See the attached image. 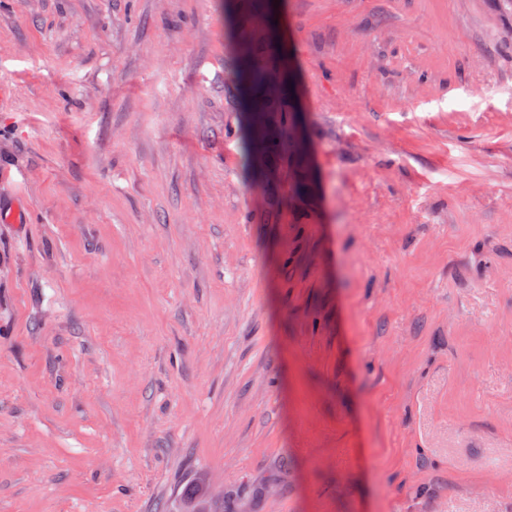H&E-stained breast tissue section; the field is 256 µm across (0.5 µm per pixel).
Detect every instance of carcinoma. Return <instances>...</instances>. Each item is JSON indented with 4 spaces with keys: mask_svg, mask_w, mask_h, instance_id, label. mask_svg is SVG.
I'll return each mask as SVG.
<instances>
[{
    "mask_svg": "<svg viewBox=\"0 0 512 512\" xmlns=\"http://www.w3.org/2000/svg\"><path fill=\"white\" fill-rule=\"evenodd\" d=\"M256 0H229L231 30L243 48L235 89L242 98L241 139L252 186L275 195L279 181L271 171L288 176V197L305 205L316 195L303 154L296 148L292 128L300 119L295 81L287 79L288 54L283 47L259 37L254 14Z\"/></svg>",
    "mask_w": 512,
    "mask_h": 512,
    "instance_id": "1",
    "label": "carcinoma"
}]
</instances>
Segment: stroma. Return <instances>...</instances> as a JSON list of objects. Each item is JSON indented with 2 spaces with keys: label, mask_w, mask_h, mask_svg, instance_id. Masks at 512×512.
<instances>
[{
  "label": "stroma",
  "mask_w": 512,
  "mask_h": 512,
  "mask_svg": "<svg viewBox=\"0 0 512 512\" xmlns=\"http://www.w3.org/2000/svg\"><path fill=\"white\" fill-rule=\"evenodd\" d=\"M279 6L267 224L225 0H0V512H512V12Z\"/></svg>",
  "instance_id": "obj_1"
}]
</instances>
